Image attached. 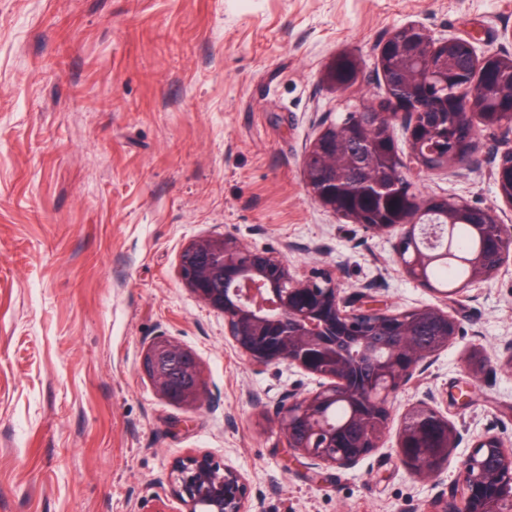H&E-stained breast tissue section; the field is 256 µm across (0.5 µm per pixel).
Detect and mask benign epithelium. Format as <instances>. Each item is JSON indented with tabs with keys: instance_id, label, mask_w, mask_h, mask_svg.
I'll use <instances>...</instances> for the list:
<instances>
[{
	"instance_id": "7a95c632",
	"label": "benign epithelium",
	"mask_w": 512,
	"mask_h": 512,
	"mask_svg": "<svg viewBox=\"0 0 512 512\" xmlns=\"http://www.w3.org/2000/svg\"><path fill=\"white\" fill-rule=\"evenodd\" d=\"M404 38L416 46L398 68L409 96L391 92L385 70ZM457 59L469 73L456 78L451 100L456 117L444 137L431 117L439 109L440 89L448 85V66ZM376 61L385 95L359 101L348 123L322 125L303 155L306 190L337 218L394 236L395 264L425 288L423 268L435 255L415 241L428 216L495 227L472 260L474 273L454 290L463 293L512 261V227L494 208L473 207L455 196H419L406 173L474 165L484 148L480 134L489 129L497 133L491 156L497 160L498 195L512 207V183L504 178L512 174V83L495 92L488 88L492 76L512 70V54H481L471 34L436 39L424 27L406 24L379 44ZM400 135L406 153L398 151ZM394 195L403 198L404 208L398 223L383 224L378 213ZM179 273L201 302L224 313L228 336L251 363H286L325 379L312 392L286 394L273 415L290 460L299 464L351 469L379 448L394 400L460 333L447 307L398 312L366 292L346 294L330 275L298 278L281 258L228 235L190 241L180 254ZM496 364L498 358L479 351L470 371L481 374ZM143 367L171 402L193 406L205 394L197 357L165 336L149 345ZM339 399L351 404L353 416L336 429L328 414ZM459 444L454 423L428 402L418 401L403 413L398 455L416 478H437ZM170 482L185 512H248L244 476L207 454L178 459ZM434 512H512V443L497 436L477 440L462 463L452 500Z\"/></svg>"
}]
</instances>
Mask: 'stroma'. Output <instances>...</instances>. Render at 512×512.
I'll return each instance as SVG.
<instances>
[{
  "instance_id": "1",
  "label": "stroma",
  "mask_w": 512,
  "mask_h": 512,
  "mask_svg": "<svg viewBox=\"0 0 512 512\" xmlns=\"http://www.w3.org/2000/svg\"><path fill=\"white\" fill-rule=\"evenodd\" d=\"M410 22L512 53V0H0V512H184L168 475L201 453L245 476L250 512H430L477 439L512 440V369L467 372L512 341V264L456 296L460 336L348 470L289 462L270 416L316 377L252 365L179 275L186 244L228 235L400 311L441 305L394 237L312 202L302 171L323 122L384 95L376 48ZM342 56L360 64L343 94L325 79ZM493 169L484 152L412 183L512 225ZM161 335L200 361L196 406L143 370ZM428 394L462 441L419 480L397 416Z\"/></svg>"
}]
</instances>
